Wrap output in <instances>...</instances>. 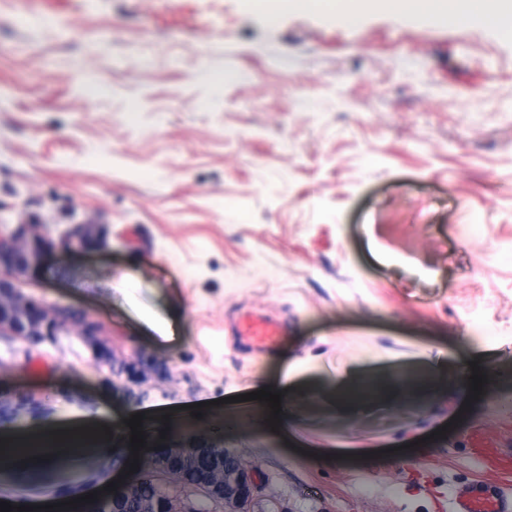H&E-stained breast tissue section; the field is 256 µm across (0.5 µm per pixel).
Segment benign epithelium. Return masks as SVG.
<instances>
[{
  "instance_id": "obj_1",
  "label": "benign epithelium",
  "mask_w": 512,
  "mask_h": 512,
  "mask_svg": "<svg viewBox=\"0 0 512 512\" xmlns=\"http://www.w3.org/2000/svg\"><path fill=\"white\" fill-rule=\"evenodd\" d=\"M39 225L16 224L0 233V335L38 342L76 324L86 341L96 347L99 324L81 313L52 310L35 297L24 294L18 277L38 276L50 253L86 252L106 246V231L89 222L79 224L58 241L38 232ZM175 479L178 492L163 491L165 480ZM260 485L249 466L237 455L221 448H193L183 453H157L145 466V475L134 486L109 493L104 500L112 512H253L252 503Z\"/></svg>"
}]
</instances>
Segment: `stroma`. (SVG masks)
<instances>
[{
  "label": "stroma",
  "instance_id": "35a3bbf8",
  "mask_svg": "<svg viewBox=\"0 0 512 512\" xmlns=\"http://www.w3.org/2000/svg\"><path fill=\"white\" fill-rule=\"evenodd\" d=\"M29 214L52 237L108 225L106 251L21 286L99 323L107 357L73 325L0 335L12 434L108 427L124 448L120 422L165 415L151 447L233 451L263 483L256 512H454L472 483L512 491L467 443L479 427L512 454L511 383L478 400L401 391L476 354L512 373V41L493 29L242 0H0V222ZM243 310L279 322L278 343L236 336ZM150 317L175 319V340ZM477 320L497 335L475 338ZM141 356L155 369L127 381ZM261 389L281 395L278 427L251 420L271 412L246 398ZM73 475L0 481V499L141 477L108 452Z\"/></svg>",
  "mask_w": 512,
  "mask_h": 512
}]
</instances>
